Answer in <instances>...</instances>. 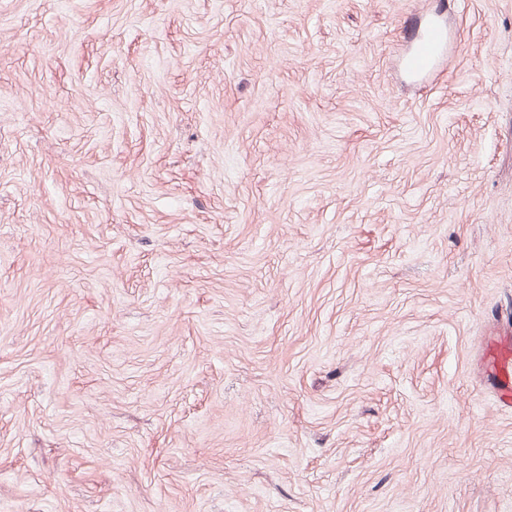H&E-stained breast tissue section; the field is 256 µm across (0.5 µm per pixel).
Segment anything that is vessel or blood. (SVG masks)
Masks as SVG:
<instances>
[{
  "instance_id": "b4317fda",
  "label": "vessel or blood",
  "mask_w": 512,
  "mask_h": 512,
  "mask_svg": "<svg viewBox=\"0 0 512 512\" xmlns=\"http://www.w3.org/2000/svg\"><path fill=\"white\" fill-rule=\"evenodd\" d=\"M444 39L442 30L430 26L423 34L416 52L407 59L410 71L428 67ZM478 367L488 381L492 399L498 409L512 411V328L498 326L483 336L478 350Z\"/></svg>"
}]
</instances>
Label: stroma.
I'll return each mask as SVG.
<instances>
[{
	"mask_svg": "<svg viewBox=\"0 0 512 512\" xmlns=\"http://www.w3.org/2000/svg\"><path fill=\"white\" fill-rule=\"evenodd\" d=\"M493 319L512 0H0V512H512ZM443 39L442 30L437 26H430L423 34L417 51L407 58V68L413 72L427 68L431 58L439 52ZM477 361L490 384L495 406L512 411V328L496 326L483 336Z\"/></svg>",
	"mask_w": 512,
	"mask_h": 512,
	"instance_id": "1",
	"label": "stroma"
}]
</instances>
